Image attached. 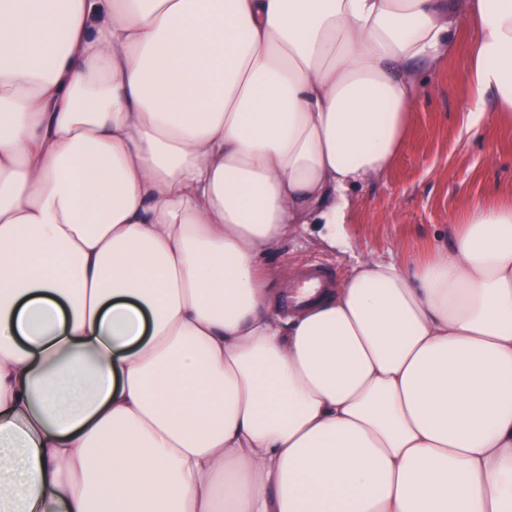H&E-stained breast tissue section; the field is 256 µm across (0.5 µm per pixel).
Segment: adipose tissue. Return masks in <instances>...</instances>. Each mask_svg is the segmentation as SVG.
<instances>
[{"mask_svg": "<svg viewBox=\"0 0 512 512\" xmlns=\"http://www.w3.org/2000/svg\"><path fill=\"white\" fill-rule=\"evenodd\" d=\"M512 0H0V512H512V203L284 319ZM333 273L330 269L320 264H312L304 268L297 276L292 294L285 299L284 307L305 303L331 288L333 285Z\"/></svg>", "mask_w": 512, "mask_h": 512, "instance_id": "ef3b65f1", "label": "adipose tissue"}]
</instances>
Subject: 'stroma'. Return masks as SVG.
Wrapping results in <instances>:
<instances>
[{"label":"stroma","mask_w":512,"mask_h":512,"mask_svg":"<svg viewBox=\"0 0 512 512\" xmlns=\"http://www.w3.org/2000/svg\"><path fill=\"white\" fill-rule=\"evenodd\" d=\"M463 57L433 74L412 112L403 152L388 173L352 195L347 217L350 249L331 253L300 232L266 257L272 293L310 263L322 262L344 280L360 261L405 262L448 241L451 220L475 202H512V127L465 133L470 90Z\"/></svg>","instance_id":"1"}]
</instances>
